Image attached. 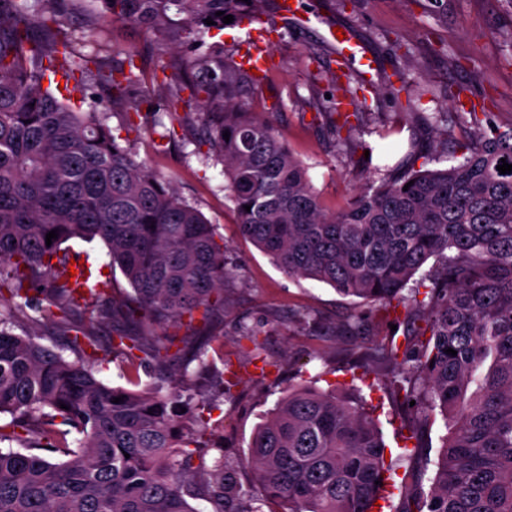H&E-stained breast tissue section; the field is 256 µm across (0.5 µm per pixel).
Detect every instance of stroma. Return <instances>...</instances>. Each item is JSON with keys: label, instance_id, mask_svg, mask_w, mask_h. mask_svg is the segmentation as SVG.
<instances>
[{"label": "stroma", "instance_id": "obj_1", "mask_svg": "<svg viewBox=\"0 0 512 512\" xmlns=\"http://www.w3.org/2000/svg\"><path fill=\"white\" fill-rule=\"evenodd\" d=\"M315 2L321 15L348 28L373 56L371 80H364L354 60L348 61L345 77H338V56L318 23L264 35L259 24L245 21L205 38L203 45L221 43L228 55L245 52L252 42L266 50L267 78L251 108L264 115L305 165L327 211L344 209L410 144L424 150L433 140L442 146L462 139L453 94L475 105L484 128L512 129V9L502 0H448V14L438 22L426 16V0ZM49 5L64 10L73 26L77 55L115 45L134 54L143 75L136 94L155 104L154 110H141L139 131L125 133L127 105L112 101L96 81L71 90L70 104L83 112H103L114 135H128L137 160L172 176L182 199L213 224L233 265L223 316L211 326L196 327L210 335L208 351L222 350L223 360L201 367L191 348L183 359V387L193 397L189 409L218 423L215 445L223 447L228 459L244 458L255 427L288 386L308 380L326 389L356 381L375 410L389 455L391 504L382 512H393L415 492H429L446 433L443 420L423 433L420 447L406 446L400 436L404 411L387 387L386 368L378 365L367 373L356 364L357 355L375 345L404 343L406 323L393 328L375 320L367 330L342 333V325L360 310L359 299L341 296L324 283L288 277L240 235L235 206L224 188V165L204 142L206 127L197 104L180 105L174 112L164 105L170 87L163 68L171 51L132 25L113 24L106 36H99L96 0H50ZM397 71L420 93L419 111L447 113L448 124L433 131L407 124L396 136L399 151L366 157L365 146L381 144L371 127L399 119V104L388 90ZM364 83L369 86L368 112L362 120L369 132L364 145L344 148L331 134L334 109ZM245 326L257 330V342L242 337ZM227 382L232 389L226 396L222 388Z\"/></svg>", "mask_w": 512, "mask_h": 512}]
</instances>
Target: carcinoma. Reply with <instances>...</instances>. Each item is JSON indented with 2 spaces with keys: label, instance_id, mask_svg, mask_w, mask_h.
I'll return each mask as SVG.
<instances>
[{
  "label": "carcinoma",
  "instance_id": "obj_1",
  "mask_svg": "<svg viewBox=\"0 0 512 512\" xmlns=\"http://www.w3.org/2000/svg\"><path fill=\"white\" fill-rule=\"evenodd\" d=\"M96 2L102 23L137 26L177 51L167 68L179 88L167 107L177 110L187 89L204 110L244 238L292 278L424 322L405 348L360 360L388 366L390 392L407 404L405 441L420 447L438 414L447 428L428 495L397 512H512V172L497 170L512 164V130H486L477 113L459 112L476 144L434 155L433 143L328 213L305 166L250 111L262 79L219 45L196 53L202 34L224 30L223 17L268 18L274 0ZM136 70L129 52L116 66L97 54L74 61L63 14L0 0V290L9 293L0 302V415H10L0 444L25 448H0V512H195V499L213 512H280L283 503L288 512H373L385 445L358 389H288L248 444L254 494L240 486L239 463L201 447L207 424L174 413L177 393L139 387L142 366L169 362L168 337L154 326L223 312L233 268L170 179L121 146L102 113L79 112L53 92L92 74L125 101ZM339 116L345 142L361 140L363 126L350 122L358 113ZM75 239L101 241L131 292L115 298L113 278L97 279L92 265L89 278H71L62 245ZM28 308L76 359L6 329ZM100 322L112 324L132 389L95 376Z\"/></svg>",
  "mask_w": 512,
  "mask_h": 512
}]
</instances>
